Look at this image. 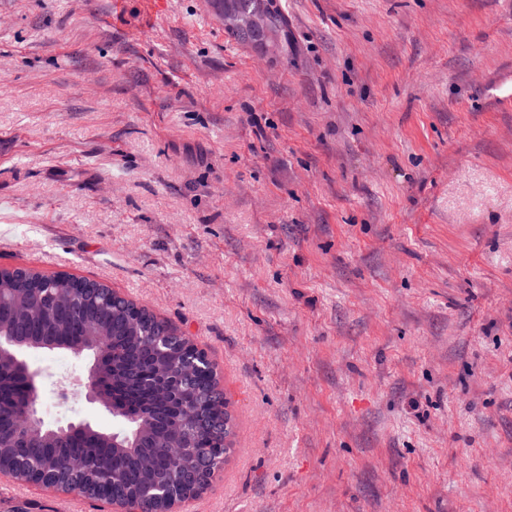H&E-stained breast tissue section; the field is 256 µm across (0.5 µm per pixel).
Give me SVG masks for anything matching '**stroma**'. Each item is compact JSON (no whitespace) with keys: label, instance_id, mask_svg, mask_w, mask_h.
Here are the masks:
<instances>
[{"label":"stroma","instance_id":"1","mask_svg":"<svg viewBox=\"0 0 512 512\" xmlns=\"http://www.w3.org/2000/svg\"><path fill=\"white\" fill-rule=\"evenodd\" d=\"M278 4L284 59L211 0H0V268L206 353L232 451L180 512H512V0ZM27 360L115 428L87 357Z\"/></svg>","mask_w":512,"mask_h":512}]
</instances>
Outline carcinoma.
Listing matches in <instances>:
<instances>
[{"mask_svg":"<svg viewBox=\"0 0 512 512\" xmlns=\"http://www.w3.org/2000/svg\"><path fill=\"white\" fill-rule=\"evenodd\" d=\"M248 14L264 6L281 32L280 56L288 58V18L277 0H230ZM108 285L84 280L65 287L56 276L27 269H0V336H22L25 350L82 353L96 357L94 337L108 343L98 371L112 386L113 417L123 423L118 431L89 425L67 437L45 427L40 433H17L14 417L28 393L20 384L19 352L0 357V469L25 479L36 472L49 482L79 486L87 497L112 501L134 498L141 512H158L164 500H188L210 484L230 453L231 432L223 429L228 418L226 400L217 373L195 358L187 341L173 342L164 353L151 348L154 337L177 329L144 306L123 297L112 300ZM90 308L97 330L86 328L82 310ZM136 442L133 451L123 447ZM180 441L208 461L197 484L181 478L182 463L171 451ZM82 454L85 469L71 476L67 459ZM152 460V468L141 464Z\"/></svg>","mask_w":512,"mask_h":512,"instance_id":"carcinoma-1","label":"carcinoma"}]
</instances>
